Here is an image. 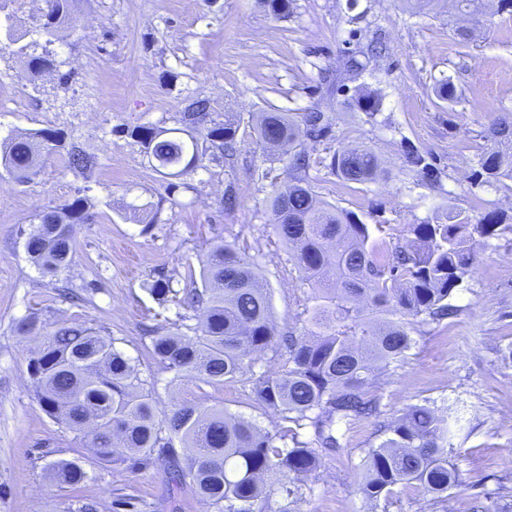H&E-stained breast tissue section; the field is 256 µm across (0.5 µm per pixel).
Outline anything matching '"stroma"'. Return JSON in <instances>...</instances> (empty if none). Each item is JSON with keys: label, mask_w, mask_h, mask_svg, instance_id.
<instances>
[{"label": "stroma", "mask_w": 512, "mask_h": 512, "mask_svg": "<svg viewBox=\"0 0 512 512\" xmlns=\"http://www.w3.org/2000/svg\"><path fill=\"white\" fill-rule=\"evenodd\" d=\"M44 9L7 0L15 44L0 49V140L42 129L61 131L97 158L88 171L66 163L65 149L47 154L25 183L0 168V512H112L120 495L144 512H215L191 487L174 488L162 467L133 473L93 459L74 433L51 421L35 401L29 351L18 323L37 318L45 330L87 325L111 337L157 388L156 412L220 405L271 430L281 420L254 400L248 384L210 386L174 380L151 354L152 334L193 335L199 312L159 302L151 285L200 286L199 257L216 238L235 244L258 265L279 334L300 331L310 289L279 238L271 202L291 181L285 155H270L253 136L261 112H322L320 138L300 137L309 157L307 184L329 206L364 224L403 230L435 214L463 210L502 214L504 233L479 247L471 276L452 299L458 312L415 323L405 364L385 376L380 418L355 423L339 452L324 456L301 498L272 507L290 512H473L477 503H512V190L477 183L488 128L512 113V15H449L439 4L405 10L401 0H295L278 17L259 0H76V28L53 36L57 70L32 76L18 45ZM472 29L460 41L456 27ZM360 61L362 70L350 68ZM451 80L452 102L437 83ZM374 91L378 112L357 111L359 90ZM204 96L216 114L233 113L236 151L207 149L191 174L160 173L126 128L179 125L188 99ZM362 143L378 156V180L344 182L334 154ZM422 155L426 178L407 163ZM86 201L73 226L69 266L42 273L24 249L23 230L74 198ZM460 419L448 440L468 482L431 508L422 493L397 489L367 503L358 491L359 464L384 438L381 421L424 402ZM82 458L87 480L61 489L47 478L50 462Z\"/></svg>", "instance_id": "obj_1"}]
</instances>
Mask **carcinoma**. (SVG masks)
Segmentation results:
<instances>
[{
  "label": "carcinoma",
  "mask_w": 512,
  "mask_h": 512,
  "mask_svg": "<svg viewBox=\"0 0 512 512\" xmlns=\"http://www.w3.org/2000/svg\"><path fill=\"white\" fill-rule=\"evenodd\" d=\"M76 0H46L33 33L52 37L75 26ZM484 0H448V10L478 15ZM18 54L37 76L57 67L53 53ZM207 98L187 102L180 122L195 131L142 124L123 129L138 142L156 169L169 177L193 172L201 161L197 136L219 151L233 148L238 125L224 113L213 117ZM328 129L322 112H261L256 141L280 140L292 149L298 134L318 138ZM493 147L479 158L480 184L512 181V115L503 113L489 128ZM60 132L39 130L0 142V166L19 182L36 172L43 151L61 146ZM68 164L86 170L95 158L70 143ZM332 166L348 183L373 182L382 169L374 151L349 146ZM85 200L39 216L25 233L24 246L44 273L68 266L74 255L73 224ZM274 226L311 293L299 333L280 339L270 300L261 288L257 264L222 238L201 258V284L185 292L179 305L201 310L195 335L152 337V353L173 372L206 384H222L249 371L252 356L285 348L281 370L251 376L255 400L291 426L265 430L224 407L180 406L165 418L156 414L155 390L112 339L91 327L62 325L42 333L37 319L18 324L23 336L40 334L29 360L34 396L44 413L73 432L101 463H119L131 472L160 466L171 482L191 484L200 500L217 512H270L266 486L276 485L296 500L302 483L321 466L323 454L341 448L352 424L378 413L373 391L380 375L402 365L414 344L417 320L439 321L456 312L449 303L469 276L476 249L498 235L502 215L475 219L450 210L425 224H409L403 241L388 246L385 225L370 228L352 216L319 205L297 177L271 203ZM379 239H374L373 232ZM448 412L415 404L384 425L385 439L367 449L359 492L368 502L387 500L398 486L414 487L437 506L448 492L467 486L448 456ZM59 488H76L87 478L79 459L48 465Z\"/></svg>",
  "instance_id": "obj_1"
}]
</instances>
